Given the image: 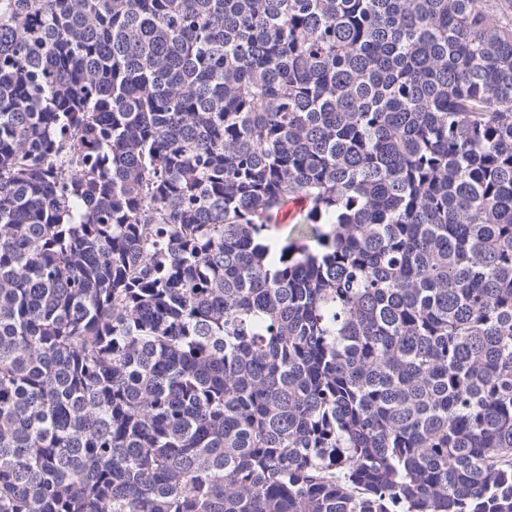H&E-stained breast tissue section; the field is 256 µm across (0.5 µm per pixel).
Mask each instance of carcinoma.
Listing matches in <instances>:
<instances>
[{
  "label": "carcinoma",
  "instance_id": "1",
  "mask_svg": "<svg viewBox=\"0 0 512 512\" xmlns=\"http://www.w3.org/2000/svg\"><path fill=\"white\" fill-rule=\"evenodd\" d=\"M505 4L0 0V512H512Z\"/></svg>",
  "mask_w": 512,
  "mask_h": 512
}]
</instances>
